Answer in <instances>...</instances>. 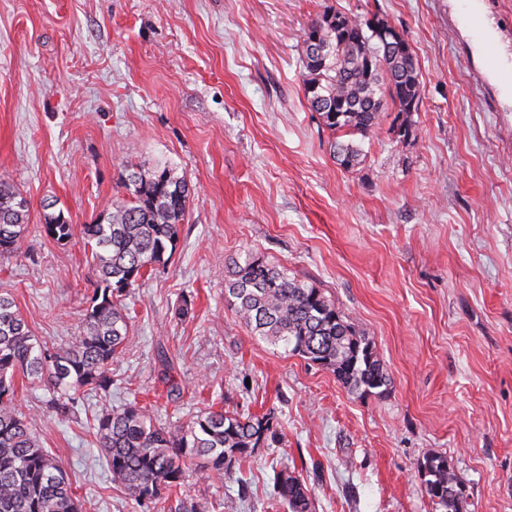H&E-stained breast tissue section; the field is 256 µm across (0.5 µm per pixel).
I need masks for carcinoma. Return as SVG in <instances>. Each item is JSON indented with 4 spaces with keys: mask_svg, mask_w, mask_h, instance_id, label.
Listing matches in <instances>:
<instances>
[{
    "mask_svg": "<svg viewBox=\"0 0 512 512\" xmlns=\"http://www.w3.org/2000/svg\"><path fill=\"white\" fill-rule=\"evenodd\" d=\"M381 19L327 9L303 31V90L330 131L366 136L388 108L411 112L421 100L419 70L408 41L391 52L374 36ZM323 52L309 53V37ZM333 153L350 168L361 155L351 142ZM128 198L112 203L83 226L97 288L82 329L59 348L43 345L0 291V512H82L66 474L35 434V419L14 401V375L43 383L51 404L66 416L85 394L112 390V359L129 340L125 297L146 273L174 254L191 197L187 181L167 166L144 171L132 165L122 174ZM30 205L12 184L0 180V258L15 254L27 231ZM45 234L68 242L73 224L63 211L43 214ZM224 302L267 343L332 371L361 396L390 385V377L366 336L345 322L323 291L288 278L277 266L249 254L224 274ZM96 441L112 481L137 503L165 512L173 491L194 468L207 478L233 475L236 464L275 436L273 417L198 412L186 422L161 421L138 402L96 416ZM418 477L433 505L445 512H469V497L445 455H429ZM284 512H313L311 489L300 476L275 473Z\"/></svg>",
    "mask_w": 512,
    "mask_h": 512,
    "instance_id": "1",
    "label": "carcinoma"
}]
</instances>
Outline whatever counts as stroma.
Here are the masks:
<instances>
[{
  "mask_svg": "<svg viewBox=\"0 0 512 512\" xmlns=\"http://www.w3.org/2000/svg\"><path fill=\"white\" fill-rule=\"evenodd\" d=\"M464 7L0 0V180L30 203L0 290L34 336L57 347L81 328L96 286L82 228L126 199L125 164L169 165L194 190L170 262L126 300L111 394L62 417L42 383L14 379L83 512H143L113 485L93 428L132 400L173 421L212 405L277 424L232 477L190 475L172 512H279L285 468L315 512H435L417 474L429 454L448 457L470 512H512V104L457 22ZM328 8L403 33L421 83L418 111L382 113L354 136L349 169L303 91V29ZM49 202L75 228L67 243L41 228ZM249 253L334 300L372 341L387 390L352 394L254 336L224 304V271Z\"/></svg>",
  "mask_w": 512,
  "mask_h": 512,
  "instance_id": "obj_1",
  "label": "stroma"
}]
</instances>
